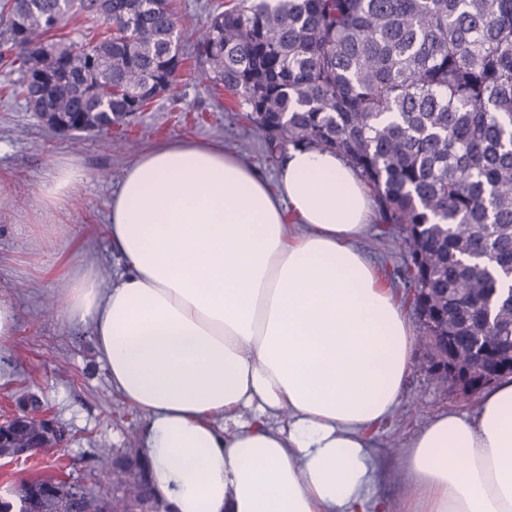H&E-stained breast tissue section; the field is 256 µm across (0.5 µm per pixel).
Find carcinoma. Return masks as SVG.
<instances>
[{"label":"carcinoma","mask_w":512,"mask_h":512,"mask_svg":"<svg viewBox=\"0 0 512 512\" xmlns=\"http://www.w3.org/2000/svg\"><path fill=\"white\" fill-rule=\"evenodd\" d=\"M105 30L57 32L75 13ZM13 92L75 131L126 123L185 61L171 0H9ZM196 77L223 87L271 155L336 152L410 262L425 335L458 362L512 364V0H239L197 37ZM138 483L76 498L21 478L0 512H150Z\"/></svg>","instance_id":"1"}]
</instances>
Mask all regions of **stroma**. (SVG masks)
Returning <instances> with one entry per match:
<instances>
[{
    "instance_id": "1",
    "label": "stroma",
    "mask_w": 512,
    "mask_h": 512,
    "mask_svg": "<svg viewBox=\"0 0 512 512\" xmlns=\"http://www.w3.org/2000/svg\"><path fill=\"white\" fill-rule=\"evenodd\" d=\"M234 2L172 0L185 53H192L214 6ZM19 78L16 68L0 62V294L13 300L18 319L13 339L0 346V412L17 409L24 396L37 395L52 410L65 440L60 448L0 464V489L21 471L108 497L112 481L98 455L104 448L135 447L140 416L113 393L107 371L95 357L90 329L66 320L59 304L63 283L46 278V269L75 258L85 243L94 249L103 277L119 272L104 233L108 202L126 166L155 143L176 138L221 142L272 184L281 162L268 157L261 133L231 111L224 91L201 83L188 68L174 96L155 100L132 125L67 135L48 130L23 98L12 95ZM68 162L83 169V185L64 205L44 206L40 186L56 166ZM381 229L380 220H373L360 246L387 272L389 287L400 296L404 285L399 273L408 250ZM476 406V400L443 392L421 366H414L400 409L376 435L377 454L389 472L376 496L398 503L408 493L399 451L432 415L447 408L470 414Z\"/></svg>"
}]
</instances>
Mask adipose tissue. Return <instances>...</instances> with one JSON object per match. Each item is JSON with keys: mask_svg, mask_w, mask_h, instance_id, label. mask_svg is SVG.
<instances>
[{"mask_svg": "<svg viewBox=\"0 0 512 512\" xmlns=\"http://www.w3.org/2000/svg\"><path fill=\"white\" fill-rule=\"evenodd\" d=\"M75 164L40 187L56 206ZM373 217L335 153L288 149L270 185L219 142L171 139L126 167L106 233L123 271L82 247L64 281L170 512H512V379L474 414L435 413L375 498L373 434L403 401L418 338L358 246Z\"/></svg>", "mask_w": 512, "mask_h": 512, "instance_id": "1", "label": "adipose tissue"}]
</instances>
